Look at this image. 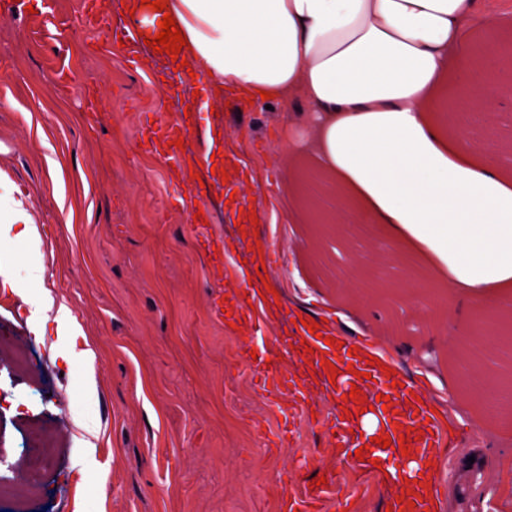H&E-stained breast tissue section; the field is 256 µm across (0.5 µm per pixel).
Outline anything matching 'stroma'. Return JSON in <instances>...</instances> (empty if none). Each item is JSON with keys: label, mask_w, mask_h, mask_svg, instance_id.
I'll return each mask as SVG.
<instances>
[{"label": "stroma", "mask_w": 512, "mask_h": 512, "mask_svg": "<svg viewBox=\"0 0 512 512\" xmlns=\"http://www.w3.org/2000/svg\"><path fill=\"white\" fill-rule=\"evenodd\" d=\"M123 11V0H47L31 14L21 0H0V172L42 239L38 260L21 244L0 245V483L30 454L31 428L67 434L37 489L0 495V512H288L291 497L328 474L341 493L314 512H386L394 486L348 466L344 444L323 426L338 400L305 358L279 359L300 393L267 390L253 373L262 336L290 338L298 318L354 343L377 341L404 383H427L426 400L458 433L431 474L440 512H512V474L501 468L512 462V409L486 415L459 369L467 359L503 373L512 356L469 347L475 319H459L425 255L378 253L386 235L377 225L347 221L319 246L307 211L292 221L283 209L271 240L264 211L314 168L308 157L291 167L278 155L283 106H244L214 98L207 83L183 85L162 53L128 64L112 41L128 22ZM498 70L495 119L472 138L504 151L512 64ZM182 113L192 124L185 201L175 175L140 144L146 125ZM203 153L213 164L200 162ZM239 158L245 167L222 189L211 165ZM202 203L223 254H209L196 235L192 208ZM355 242L382 286L413 277L423 292L395 304L350 300L336 254ZM271 246L276 259L262 265ZM238 265L271 289L265 328L237 306ZM21 284L71 309L96 354L92 399L81 400L80 364L62 362ZM83 439L92 455L77 448Z\"/></svg>", "instance_id": "1"}]
</instances>
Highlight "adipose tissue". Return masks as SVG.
I'll use <instances>...</instances> for the list:
<instances>
[{"instance_id":"1","label":"adipose tissue","mask_w":512,"mask_h":512,"mask_svg":"<svg viewBox=\"0 0 512 512\" xmlns=\"http://www.w3.org/2000/svg\"><path fill=\"white\" fill-rule=\"evenodd\" d=\"M125 0L146 38L171 14L185 40L178 58L215 93L293 107L288 159L314 157L340 201H357L402 248L424 245L448 289L472 305L512 306V166L447 121L448 102L482 108L496 72L474 73L470 26L498 14L482 0ZM0 237L38 256L41 237L23 201L7 202ZM57 342L80 360L94 390L95 353L66 306L42 294Z\"/></svg>"}]
</instances>
